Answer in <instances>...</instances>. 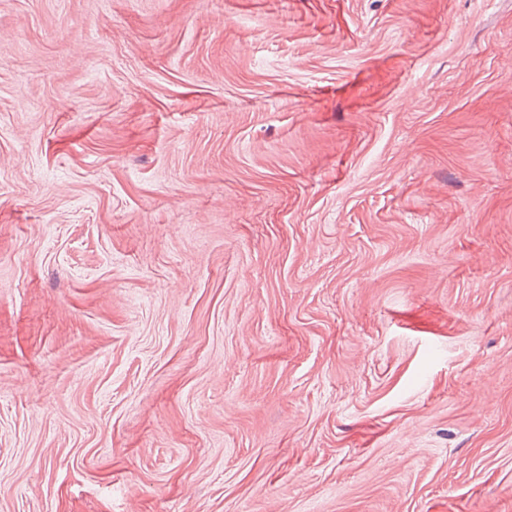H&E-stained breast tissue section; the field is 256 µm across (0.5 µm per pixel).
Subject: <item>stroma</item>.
<instances>
[{
  "instance_id": "35a3bbf8",
  "label": "stroma",
  "mask_w": 512,
  "mask_h": 512,
  "mask_svg": "<svg viewBox=\"0 0 512 512\" xmlns=\"http://www.w3.org/2000/svg\"><path fill=\"white\" fill-rule=\"evenodd\" d=\"M0 29V512H512V0Z\"/></svg>"
}]
</instances>
